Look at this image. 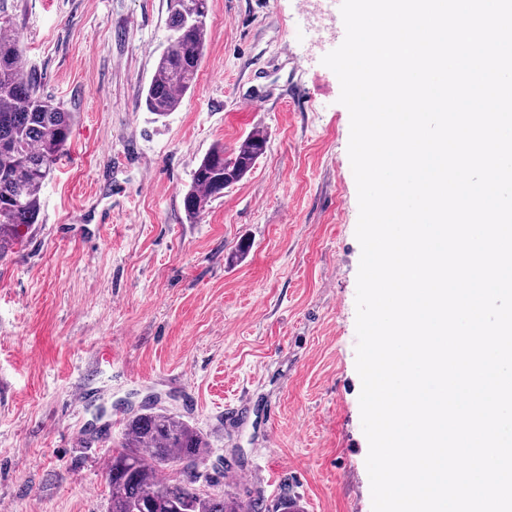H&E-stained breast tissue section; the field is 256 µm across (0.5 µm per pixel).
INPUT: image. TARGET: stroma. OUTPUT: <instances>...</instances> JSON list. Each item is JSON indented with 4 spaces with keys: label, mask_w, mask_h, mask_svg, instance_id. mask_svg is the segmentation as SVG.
<instances>
[{
    "label": "stroma",
    "mask_w": 512,
    "mask_h": 512,
    "mask_svg": "<svg viewBox=\"0 0 512 512\" xmlns=\"http://www.w3.org/2000/svg\"><path fill=\"white\" fill-rule=\"evenodd\" d=\"M0 7L73 114L42 222L0 262V512H106L112 446L148 400L206 434L212 493L372 512L350 115L302 0H209L198 79L160 121L138 102L168 0ZM257 130L265 154L189 222L201 158Z\"/></svg>",
    "instance_id": "stroma-1"
}]
</instances>
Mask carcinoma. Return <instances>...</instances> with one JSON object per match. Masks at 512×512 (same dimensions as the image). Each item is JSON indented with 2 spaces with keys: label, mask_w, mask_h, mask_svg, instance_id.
I'll return each mask as SVG.
<instances>
[{
  "label": "carcinoma",
  "mask_w": 512,
  "mask_h": 512,
  "mask_svg": "<svg viewBox=\"0 0 512 512\" xmlns=\"http://www.w3.org/2000/svg\"><path fill=\"white\" fill-rule=\"evenodd\" d=\"M168 45L145 91V106L166 117L182 103L198 75L207 35L209 0H169ZM0 16V260L20 252L41 215V190L72 133L73 114L44 94L41 78L20 68L22 48ZM265 136L254 132L230 154L217 145L191 176L183 204L193 221L224 190L242 180L264 155ZM203 434L181 416L155 405L130 414L106 468L107 512H302L282 497L269 505L201 489L198 467L208 457ZM180 465V476L165 469Z\"/></svg>",
  "instance_id": "carcinoma-1"
}]
</instances>
